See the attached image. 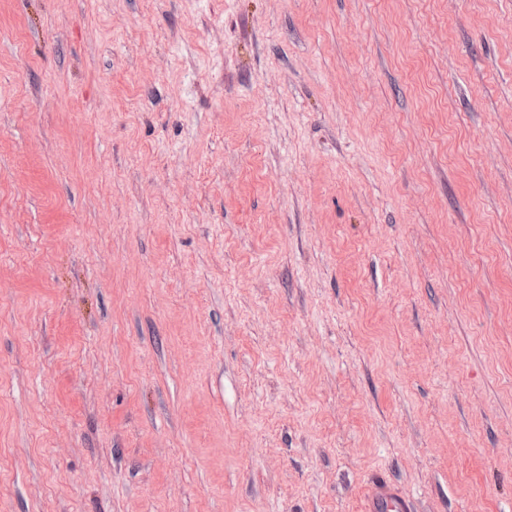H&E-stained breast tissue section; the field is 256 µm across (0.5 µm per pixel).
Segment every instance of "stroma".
I'll return each instance as SVG.
<instances>
[{"mask_svg": "<svg viewBox=\"0 0 512 512\" xmlns=\"http://www.w3.org/2000/svg\"><path fill=\"white\" fill-rule=\"evenodd\" d=\"M512 512V0H0V512ZM368 512H414L413 499L392 483H378L368 496Z\"/></svg>", "mask_w": 512, "mask_h": 512, "instance_id": "stroma-1", "label": "stroma"}]
</instances>
